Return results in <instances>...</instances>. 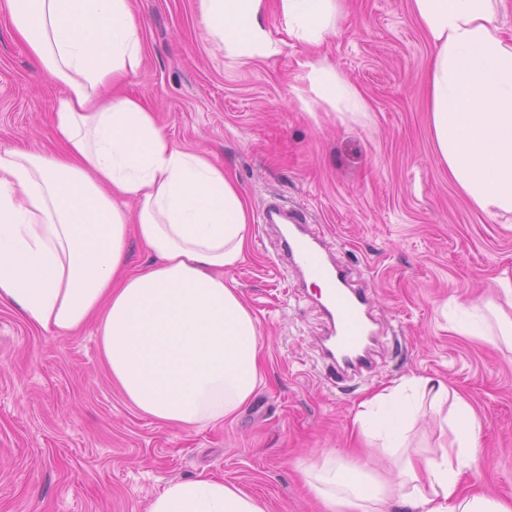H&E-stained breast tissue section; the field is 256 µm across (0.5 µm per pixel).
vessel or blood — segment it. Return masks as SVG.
Instances as JSON below:
<instances>
[{
    "label": "vessel or blood",
    "instance_id": "1",
    "mask_svg": "<svg viewBox=\"0 0 512 512\" xmlns=\"http://www.w3.org/2000/svg\"><path fill=\"white\" fill-rule=\"evenodd\" d=\"M284 252L305 269L308 277L325 285L324 310L332 331L323 342V355L333 368L360 366L371 333L366 322L368 300L363 292L349 289L343 270L329 256L326 243L306 224H295L282 239Z\"/></svg>",
    "mask_w": 512,
    "mask_h": 512
}]
</instances>
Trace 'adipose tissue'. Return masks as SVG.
Segmentation results:
<instances>
[{
	"instance_id": "ef3b65f1",
	"label": "adipose tissue",
	"mask_w": 512,
	"mask_h": 512,
	"mask_svg": "<svg viewBox=\"0 0 512 512\" xmlns=\"http://www.w3.org/2000/svg\"><path fill=\"white\" fill-rule=\"evenodd\" d=\"M289 36L310 52L312 93L362 114L364 95L316 54L336 33L343 0H278ZM506 0H409L433 47L427 67L434 152L468 202L512 214V41ZM265 0H198L201 23L225 48L266 56ZM36 66L62 87L53 148L0 150V301L45 331L96 322L100 351L125 400L185 428L236 416L265 378L257 320L224 278L249 250L250 207L222 163L175 143L142 99L119 94L144 60L131 0H0ZM153 257L125 270L130 240ZM458 334L512 352V317L483 299L449 300ZM430 401L453 406L448 445L419 459L409 433ZM482 422L447 383L413 376L364 400L358 441L397 458L392 484L335 461L302 473L326 512H512V502L467 493ZM147 512H265L255 498L201 474L169 481Z\"/></svg>"
}]
</instances>
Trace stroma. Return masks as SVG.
<instances>
[{
  "mask_svg": "<svg viewBox=\"0 0 512 512\" xmlns=\"http://www.w3.org/2000/svg\"><path fill=\"white\" fill-rule=\"evenodd\" d=\"M145 59L126 87L180 145L224 165L251 208L249 255L227 270L253 310L265 384L224 424L162 425L131 407L101 358L94 326L47 332L0 304V512H147L172 480L204 473L257 497L266 512H324L297 470L337 463L393 478L394 458L349 452L364 396L412 374L440 379L483 422L468 484L512 499V353L456 333L451 298H497L512 275V215L469 205L439 164L425 95L431 45L408 0H346L319 54L366 97L361 115L314 101L306 50L276 5L274 43L257 60L231 57L201 25L196 0H133ZM58 88L0 21V147L50 146ZM275 201L324 237L366 293L377 336L363 376L337 380L314 289L284 257ZM447 439L425 408L411 454Z\"/></svg>",
  "mask_w": 512,
  "mask_h": 512,
  "instance_id": "35a3bbf8",
  "label": "stroma"
}]
</instances>
